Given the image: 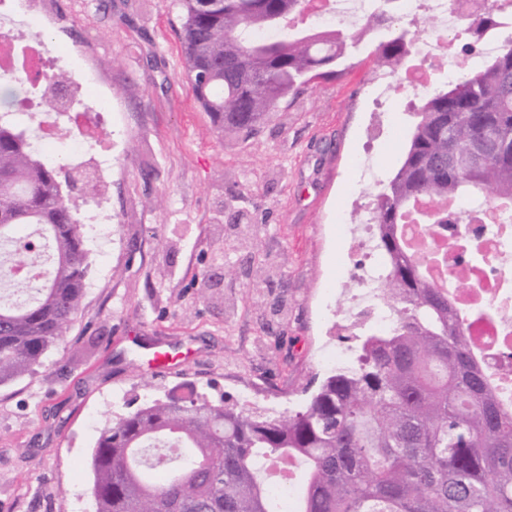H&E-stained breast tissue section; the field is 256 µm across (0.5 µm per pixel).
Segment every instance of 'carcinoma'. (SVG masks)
<instances>
[{
  "mask_svg": "<svg viewBox=\"0 0 512 512\" xmlns=\"http://www.w3.org/2000/svg\"><path fill=\"white\" fill-rule=\"evenodd\" d=\"M308 0H178L187 76L227 133L257 132L311 85L342 75L365 46L404 68L412 32L398 0H380L353 29L300 26ZM485 4L470 49L500 25ZM258 30L280 32L255 39ZM68 81L46 70L41 88ZM0 93V385L40 363L76 319L88 276L83 223L55 169L7 116ZM403 160L372 200L394 324L355 337L357 357L298 411L270 414L190 393L155 398L107 424L89 467L95 512H278L271 492L301 461L297 512H512V412L475 363L465 319L448 305L397 230L418 197L494 201L512 214V47L426 97ZM420 224H463L440 211Z\"/></svg>",
  "mask_w": 512,
  "mask_h": 512,
  "instance_id": "1",
  "label": "carcinoma"
}]
</instances>
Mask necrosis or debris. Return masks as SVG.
I'll return each mask as SVG.
<instances>
[{
  "label": "necrosis or debris",
  "mask_w": 512,
  "mask_h": 512,
  "mask_svg": "<svg viewBox=\"0 0 512 512\" xmlns=\"http://www.w3.org/2000/svg\"><path fill=\"white\" fill-rule=\"evenodd\" d=\"M399 3L404 19L427 17L434 32L416 40V64L390 81L385 90L418 95L431 86V64H444L452 75L466 67L469 59L456 52L454 34L481 10L483 0ZM373 5L374 0H329L326 9L315 12L316 25L322 29L354 25ZM45 20L40 0H0V32L9 36L7 42L0 43L1 81L68 62L69 56L59 41L30 38V29ZM90 83L88 74H70L63 89L65 105L48 111L31 100L14 113L13 119L24 126L37 122L33 142L36 153L52 147L63 133L69 143L68 161L76 165L95 162L99 174L104 175L112 169L111 137H84L73 121L76 101L89 100ZM465 210L472 222L463 230H448V247L440 261L448 272L449 295L467 317L473 355L502 406L512 410V224L498 222L491 202L469 204ZM390 321L377 272L361 279L336 306V332L340 335L356 332L365 324L383 333Z\"/></svg>",
  "instance_id": "4bbe7bcc"
}]
</instances>
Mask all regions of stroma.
I'll return each mask as SVG.
<instances>
[{
  "label": "stroma",
  "mask_w": 512,
  "mask_h": 512,
  "mask_svg": "<svg viewBox=\"0 0 512 512\" xmlns=\"http://www.w3.org/2000/svg\"><path fill=\"white\" fill-rule=\"evenodd\" d=\"M48 27L112 102V239L84 227L80 312L35 371L0 385V512L93 508L88 460L113 416L189 391L299 409L330 373L336 292L363 257L342 239L357 165L382 180L415 123L405 98L375 105L390 74L368 50L249 137L226 136L185 76L178 0H43ZM270 273L236 276L247 261ZM182 364L160 373L157 352Z\"/></svg>",
  "instance_id": "obj_1"
}]
</instances>
